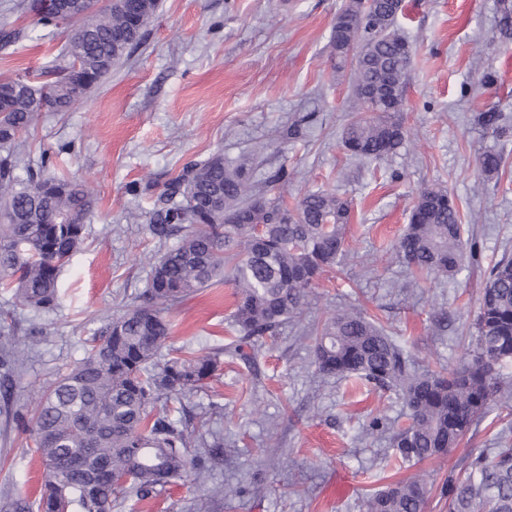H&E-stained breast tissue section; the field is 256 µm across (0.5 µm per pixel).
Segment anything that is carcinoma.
<instances>
[{"mask_svg":"<svg viewBox=\"0 0 512 512\" xmlns=\"http://www.w3.org/2000/svg\"><path fill=\"white\" fill-rule=\"evenodd\" d=\"M158 0L95 8V0H42L17 8L53 29L66 20L70 32L60 61L25 78H0V288L40 313L59 303L58 275L85 240L94 199L83 182L34 172L21 137L39 114L67 112L112 73L142 40ZM500 29L512 39V0H500ZM402 0H349L336 14L331 44L340 64H350L351 116L341 143L353 157L379 162L404 143L405 91L413 49L397 22ZM474 121L494 137H507V117L489 109ZM487 178L505 164L501 152L477 157ZM27 170L22 178L19 171ZM351 202L325 191L300 197L293 208L261 192L249 161L224 163L215 154L173 179L145 213L146 230L160 241L179 234L158 253L146 288L131 309L91 339L84 357L60 376L21 417L43 466L56 465L63 486L45 483L33 503L11 512H112L128 490L144 498L192 473L205 475L202 455H190L188 428L157 408L162 397L205 386L217 375L218 356L204 349L190 357L160 359L173 325L163 312L205 288H234L233 327L241 340L274 336L298 317L321 275L344 255ZM461 215L442 187L422 190L396 255L416 274L456 276L466 252ZM474 345L453 371L418 373L403 349L376 322L347 310L314 328V365L323 378L360 379L400 393L409 424L392 437L395 455L421 463L445 455L512 391L501 369L512 364V257L503 255L484 275ZM38 344L34 332L0 331V416L14 417L13 374ZM430 489L419 477L398 481L363 501V512H425ZM448 512H512V442L465 456L443 490Z\"/></svg>","mask_w":512,"mask_h":512,"instance_id":"carcinoma-1","label":"carcinoma"}]
</instances>
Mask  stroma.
Wrapping results in <instances>:
<instances>
[{"instance_id":"1","label":"stroma","mask_w":512,"mask_h":512,"mask_svg":"<svg viewBox=\"0 0 512 512\" xmlns=\"http://www.w3.org/2000/svg\"><path fill=\"white\" fill-rule=\"evenodd\" d=\"M18 0H0V31L16 30L0 76L48 67L67 40L46 34ZM347 0H158L143 43L70 111L43 114L25 134L33 161L83 180L94 195L86 237L58 278L60 304L39 315L0 290V327L36 328L41 341L14 397L29 411L84 355L88 339L132 306L162 246L134 214L149 211L165 184L189 164L223 153L255 157L254 179L287 203L309 191L351 203L346 252L308 297L299 320L228 353L233 288L199 291L168 313L165 351L206 347L221 370L206 387L171 398L174 418L217 433L231 457L215 460L204 482L188 479L112 512H361L363 498L423 473L426 512H448L441 487L467 454L512 439V398L496 402L476 435L448 454L412 465L396 459L393 433L408 424L396 392L321 379L306 331L343 309L378 321L416 370L453 369L466 358L478 309L480 271L512 255V138L475 125L494 107L512 116V40L500 37L499 0H405L401 32L414 48L406 89L404 144L385 160L357 161L341 143L351 94L330 47ZM497 81L485 86V72ZM503 150L500 176L481 175L477 157ZM448 190L476 243L456 279L411 275L396 258L416 196ZM28 432L0 423V502L35 500L45 470Z\"/></svg>"}]
</instances>
